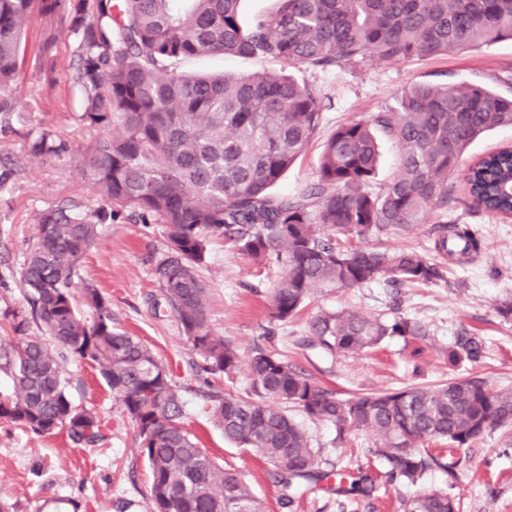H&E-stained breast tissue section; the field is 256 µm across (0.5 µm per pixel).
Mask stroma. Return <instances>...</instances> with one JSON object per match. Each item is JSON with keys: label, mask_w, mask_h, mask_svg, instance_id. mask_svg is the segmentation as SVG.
I'll return each mask as SVG.
<instances>
[{"label": "stroma", "mask_w": 512, "mask_h": 512, "mask_svg": "<svg viewBox=\"0 0 512 512\" xmlns=\"http://www.w3.org/2000/svg\"><path fill=\"white\" fill-rule=\"evenodd\" d=\"M182 69L189 74H249L278 72L282 65L275 60L214 57L187 61ZM292 74L318 90L323 110L317 136L277 185L284 193L314 182L322 144L338 125L397 107L403 90L413 83L448 79L487 86L512 98V42L407 64L366 62L345 72L300 66ZM57 76L59 82L52 87L32 66H25L20 81L27 110L7 120L0 118V337L9 335L12 314L27 309L17 282L27 248L37 234L38 212L65 198L88 206L96 203L94 186L79 162L80 149L95 134L77 120L78 98L65 80V70H58ZM40 127L69 140L71 152L59 158L31 156L28 132ZM448 218L478 230L482 247L472 262L460 265L444 259L442 279L429 285L395 286L380 281L360 288H327L316 292L299 316L280 323L269 320L268 296L281 267L255 264L224 242L211 243L199 273L209 291L212 328L242 358L234 377L236 386H246V360L262 347L278 350L320 385L344 393L430 386L456 377L482 380L493 391L512 388V317L498 312L502 301L512 300V219L460 203L449 204ZM369 244L435 254L428 222L390 231ZM165 247L162 225L128 220L100 225L83 257L79 277L110 299L114 327L140 338L170 369L183 388L186 428L225 465L244 473L269 512H282L278 489L259 457L226 442L202 412L207 390L202 356L186 342L173 316L151 307L152 296L159 293L152 260ZM395 308L424 322L428 337H395L378 351L346 356L329 355L310 342L307 323L319 311L347 309L373 319L388 317ZM464 328L482 338L484 355L477 361L449 364L448 347ZM64 374L72 405L105 418V440L94 447L77 446L62 432L39 437L0 422V500L10 505L11 512H146L149 472L130 420L88 364L67 361ZM289 413L306 430L323 466L362 470L375 478L377 486L371 498L355 505L340 503L335 494L318 490L294 512H403L404 503L426 487L448 492L458 512H512V427L488 430L471 446L459 449L455 475L435 467L419 483H390L384 466L370 453L371 435L353 431L341 439L334 424L295 407Z\"/></svg>", "instance_id": "1"}]
</instances>
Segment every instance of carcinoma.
Listing matches in <instances>:
<instances>
[{
    "instance_id": "obj_1",
    "label": "carcinoma",
    "mask_w": 512,
    "mask_h": 512,
    "mask_svg": "<svg viewBox=\"0 0 512 512\" xmlns=\"http://www.w3.org/2000/svg\"><path fill=\"white\" fill-rule=\"evenodd\" d=\"M240 0H0V115L18 111L17 89L26 36L46 23L32 59L47 78L62 62L79 96L77 120L99 136L81 156L96 187L92 211L68 198L38 214V233L21 276L31 318L11 323L16 337L0 345V370L12 392L0 395V421L36 436L66 431L75 445L105 439L96 413L76 409L62 361L96 369L132 422L150 472L147 512H264L242 474L220 465L184 425L180 385L137 338L112 327V303L93 285L74 279L98 225L123 215L161 224L166 250L152 277L164 306L203 370L233 379L240 357L214 334L208 289L199 275L208 244L222 239L283 273L270 290L269 318L284 322L322 288H357L377 280L428 285L438 264L410 250L349 247L341 238L377 237L390 228L435 218V249L459 264L480 252L478 232L448 222V178L485 131L512 126V99L481 85L415 83L399 109L336 127L322 146L316 180L295 194L276 192L305 153L321 123L316 89L285 73L189 75L188 59L244 57L290 67L354 69L368 58L407 63L451 51L512 41V0H276L275 10L245 24ZM394 141L398 172L373 188L381 137ZM69 144L50 130L32 141L36 157L56 156ZM512 150L477 159L465 174L461 203L512 214ZM44 335H26L29 320ZM311 343L353 354L393 337L423 338L425 327L396 312L369 319L341 310L308 323ZM483 341L467 329L448 347V362L478 360ZM296 407L336 426L375 437L369 452L387 467L388 481L414 484L431 467L455 475L425 448L444 439L457 448L493 426L512 424V389L458 379L346 396L323 387L280 354L258 348L247 387L208 394L202 411L224 440L253 449L272 469L278 505L291 509L318 488L338 496L369 497L373 480L361 472H327L306 432L288 414ZM406 512H456L442 489L422 490Z\"/></svg>"
}]
</instances>
